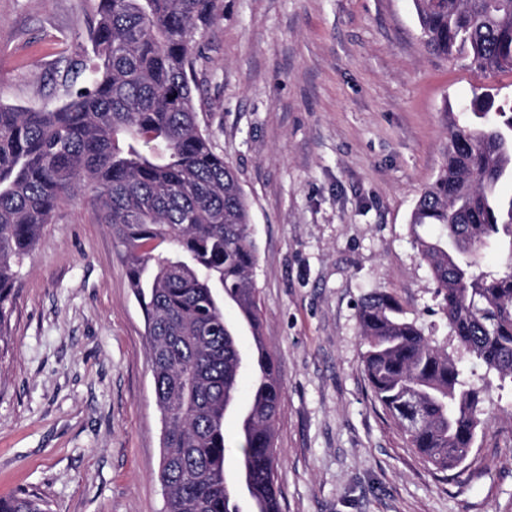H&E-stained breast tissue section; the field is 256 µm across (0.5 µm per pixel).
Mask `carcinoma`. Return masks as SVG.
<instances>
[{"label": "carcinoma", "mask_w": 512, "mask_h": 512, "mask_svg": "<svg viewBox=\"0 0 512 512\" xmlns=\"http://www.w3.org/2000/svg\"><path fill=\"white\" fill-rule=\"evenodd\" d=\"M220 0H99L87 31L88 69L60 104H0V342L18 269L65 203L88 197L121 248L143 308L155 402L162 419L159 480L165 512H272L279 500L274 444L283 385L261 336L258 255L250 206L233 166L201 127L195 104L201 39ZM427 51L512 73V0H413ZM448 152L410 217L459 346L512 382V267L483 271L479 247L512 261V104L487 90L461 106ZM231 308L236 319L225 318ZM372 395L435 470L458 468L474 447L482 389L424 336L386 290L359 308ZM250 333L249 344L242 340ZM250 394L241 401L242 379ZM235 423L236 457L225 423ZM0 512H45L26 496Z\"/></svg>", "instance_id": "1"}]
</instances>
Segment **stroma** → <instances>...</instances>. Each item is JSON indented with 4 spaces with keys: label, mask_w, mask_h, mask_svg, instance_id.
I'll return each mask as SVG.
<instances>
[{
    "label": "stroma",
    "mask_w": 512,
    "mask_h": 512,
    "mask_svg": "<svg viewBox=\"0 0 512 512\" xmlns=\"http://www.w3.org/2000/svg\"><path fill=\"white\" fill-rule=\"evenodd\" d=\"M98 0H0V103L36 108ZM199 121L251 205L262 335L284 393L283 512H512V399L491 388L466 460L437 473L375 402L358 305L391 291L457 342L410 215L448 147L446 109L494 88L429 54L412 0H222L206 30ZM143 310L112 236L65 204L25 258L0 349V497L48 512H164L161 416Z\"/></svg>",
    "instance_id": "35a3bbf8"
}]
</instances>
